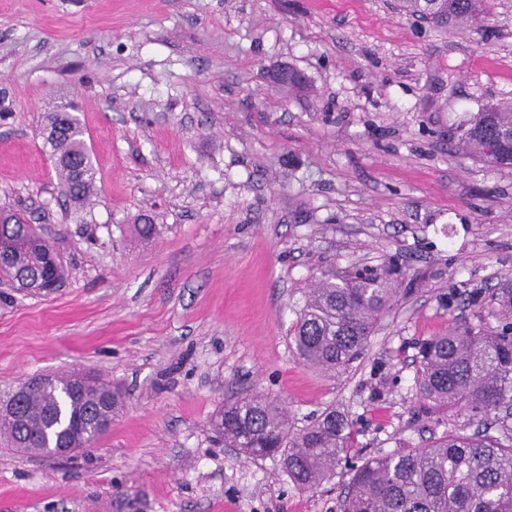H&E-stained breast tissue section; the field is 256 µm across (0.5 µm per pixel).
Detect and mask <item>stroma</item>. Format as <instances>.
Instances as JSON below:
<instances>
[{
	"instance_id": "obj_1",
	"label": "stroma",
	"mask_w": 512,
	"mask_h": 512,
	"mask_svg": "<svg viewBox=\"0 0 512 512\" xmlns=\"http://www.w3.org/2000/svg\"><path fill=\"white\" fill-rule=\"evenodd\" d=\"M489 3L444 35L395 0H0V208L50 225L67 268L48 296L0 287V396L91 372L123 400L72 458L0 444V512H341L363 457L442 433L417 346L495 326L470 294L512 276V167L459 148L467 113L512 101V0ZM284 67L303 83L276 84ZM63 106L96 170L83 205L41 135ZM391 260L404 291L362 357L300 364L310 284ZM236 394L281 398L298 427L344 410L354 446L300 490L216 437Z\"/></svg>"
}]
</instances>
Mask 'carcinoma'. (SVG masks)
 Here are the masks:
<instances>
[{"label":"carcinoma","mask_w":512,"mask_h":512,"mask_svg":"<svg viewBox=\"0 0 512 512\" xmlns=\"http://www.w3.org/2000/svg\"><path fill=\"white\" fill-rule=\"evenodd\" d=\"M404 15L445 33H461L489 17L487 0H399ZM45 137L60 189L84 204L92 194L95 170L83 128L66 112H54ZM460 148L496 167H512V102L487 105L462 125ZM55 251L34 224H0V274L31 281L62 282V261L44 260ZM399 292L390 273L336 279L323 275L305 293L288 329L295 356L323 373H336L366 350L378 320ZM505 322L493 330L456 325L418 346L416 397L424 410L443 414L445 430L425 448H399L367 457L352 469L343 512H512V277L483 299ZM79 374H61L21 396L5 395L16 415L0 416L10 447L44 455L65 445L80 427L92 445L121 405L112 384L97 377L79 394ZM466 415L485 429L468 433L455 417ZM224 442L248 458L278 456L283 471L301 489L313 490L336 472L353 446V422L334 407L312 423L295 427L276 396L227 400L211 419Z\"/></svg>","instance_id":"carcinoma-1"}]
</instances>
